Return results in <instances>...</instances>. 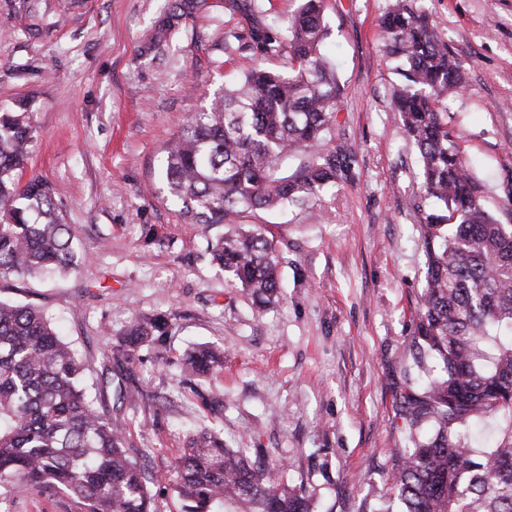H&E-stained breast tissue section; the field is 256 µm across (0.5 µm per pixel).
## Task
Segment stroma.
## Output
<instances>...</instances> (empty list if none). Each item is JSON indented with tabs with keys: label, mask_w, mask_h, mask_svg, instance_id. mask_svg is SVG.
Masks as SVG:
<instances>
[{
	"label": "stroma",
	"mask_w": 512,
	"mask_h": 512,
	"mask_svg": "<svg viewBox=\"0 0 512 512\" xmlns=\"http://www.w3.org/2000/svg\"><path fill=\"white\" fill-rule=\"evenodd\" d=\"M389 0H326L342 88L336 135L359 179L304 208L247 217L273 237L283 300L260 312L205 251L161 180L178 124L258 65L224 33L249 30L237 0H0V113L27 112L37 139L24 178L47 182L84 257L63 279L0 278V298L43 309L86 365L85 383L147 450L161 512H178L169 466L188 427L236 448L275 451L316 512H377L408 448L397 398L402 350L425 284L417 152L393 110L396 81L380 21ZM462 61L467 84L448 113L487 209L512 224V0H423ZM171 315L165 344L137 353L143 396L103 392L104 353L137 315ZM224 348V370L195 395L181 362L195 344ZM10 512H77L58 494L12 498Z\"/></svg>",
	"instance_id": "stroma-1"
}]
</instances>
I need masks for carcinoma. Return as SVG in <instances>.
<instances>
[{"label": "carcinoma", "mask_w": 512, "mask_h": 512, "mask_svg": "<svg viewBox=\"0 0 512 512\" xmlns=\"http://www.w3.org/2000/svg\"><path fill=\"white\" fill-rule=\"evenodd\" d=\"M276 27L262 19L246 33L280 70L256 67L224 86L210 105L183 120L168 144L163 180L181 214L208 229L212 262L262 309L281 295L274 239L243 218L257 210L304 206L353 183L355 148L336 139L341 86L322 52L329 28L324 0H294ZM397 61L394 111L418 155L420 188L409 206L420 226L425 287L414 336L404 349L417 374L434 358L439 372L399 399L411 438L390 475L397 512H512V224L487 210L480 181L448 123V94L464 66L430 26L417 0H393L382 21ZM36 128L27 115L0 114V277L77 271L82 257L50 189L21 183ZM164 317H134L107 350L119 397L143 394L136 352L164 339ZM224 369V350L198 346L183 362L198 383ZM83 365L43 311L0 300V485L17 497L60 491L81 512H159L147 471L125 447L126 424L96 404L81 383ZM498 422L493 445L476 452L468 434ZM264 452L224 444L217 430L191 435L173 466L182 512H314L312 497L284 479Z\"/></svg>", "instance_id": "obj_1"}]
</instances>
